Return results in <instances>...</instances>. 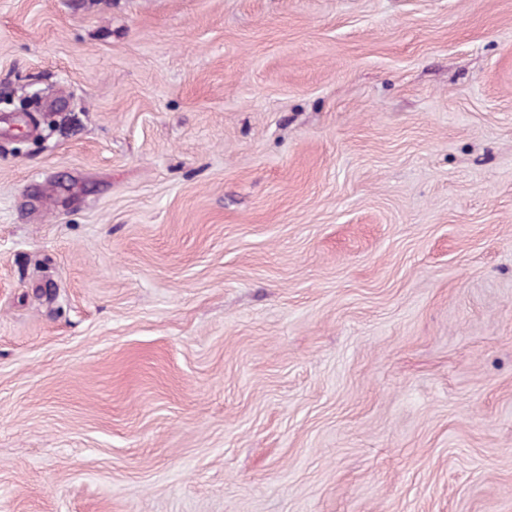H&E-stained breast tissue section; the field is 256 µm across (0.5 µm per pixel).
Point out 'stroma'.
Segmentation results:
<instances>
[{
	"label": "stroma",
	"mask_w": 512,
	"mask_h": 512,
	"mask_svg": "<svg viewBox=\"0 0 512 512\" xmlns=\"http://www.w3.org/2000/svg\"><path fill=\"white\" fill-rule=\"evenodd\" d=\"M0 512H512V0H0Z\"/></svg>",
	"instance_id": "obj_1"
}]
</instances>
